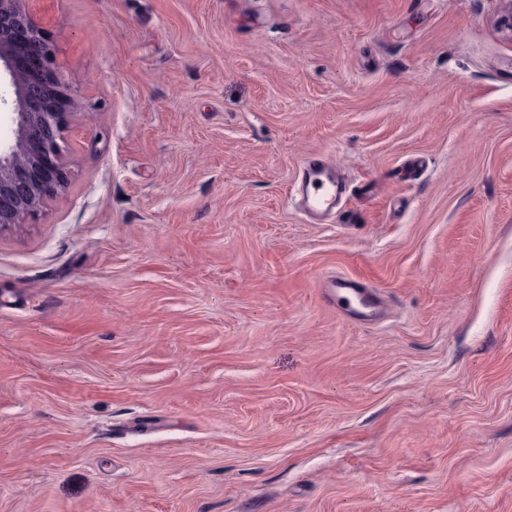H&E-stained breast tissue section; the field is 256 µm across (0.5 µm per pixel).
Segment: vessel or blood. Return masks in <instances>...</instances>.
<instances>
[{
    "mask_svg": "<svg viewBox=\"0 0 512 512\" xmlns=\"http://www.w3.org/2000/svg\"><path fill=\"white\" fill-rule=\"evenodd\" d=\"M346 195L345 180L336 165L326 156H309L295 181V203L306 216L321 219L333 213ZM320 297L348 320L373 324L387 313L380 290L367 282L347 276L324 277L318 284Z\"/></svg>",
    "mask_w": 512,
    "mask_h": 512,
    "instance_id": "1",
    "label": "vessel or blood"
}]
</instances>
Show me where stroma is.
<instances>
[{"label":"stroma","mask_w":512,"mask_h":512,"mask_svg":"<svg viewBox=\"0 0 512 512\" xmlns=\"http://www.w3.org/2000/svg\"><path fill=\"white\" fill-rule=\"evenodd\" d=\"M504 7L36 0L83 108L0 228V512H512ZM345 195V180L328 157L313 154L304 161L295 181V203L304 215L324 218L336 210ZM318 288L323 302L350 321L373 324L380 322L387 313L386 300L380 290L361 279L323 277Z\"/></svg>","instance_id":"35a3bbf8"}]
</instances>
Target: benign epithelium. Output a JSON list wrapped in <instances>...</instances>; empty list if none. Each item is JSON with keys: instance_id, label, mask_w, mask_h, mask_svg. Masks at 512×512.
<instances>
[{"instance_id": "obj_1", "label": "benign epithelium", "mask_w": 512, "mask_h": 512, "mask_svg": "<svg viewBox=\"0 0 512 512\" xmlns=\"http://www.w3.org/2000/svg\"><path fill=\"white\" fill-rule=\"evenodd\" d=\"M34 0H0V69L14 136L0 145V227L40 211L67 183L60 141L78 108L49 38L29 18Z\"/></svg>"}]
</instances>
